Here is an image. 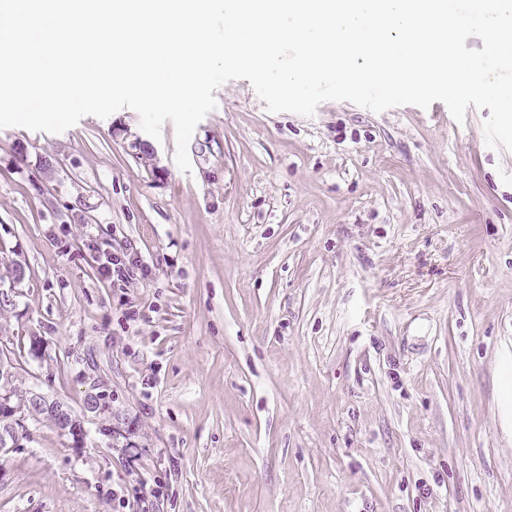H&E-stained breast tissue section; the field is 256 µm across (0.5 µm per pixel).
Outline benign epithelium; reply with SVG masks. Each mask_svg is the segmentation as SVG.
Listing matches in <instances>:
<instances>
[{
	"label": "benign epithelium",
	"instance_id": "benign-epithelium-1",
	"mask_svg": "<svg viewBox=\"0 0 512 512\" xmlns=\"http://www.w3.org/2000/svg\"><path fill=\"white\" fill-rule=\"evenodd\" d=\"M12 338L0 326V457L7 456L29 434L28 421L44 416L55 428L72 440L74 447L83 445L86 437L85 422L90 421L111 440L115 448H135L133 432L126 419L112 409V404L100 392L90 391L84 401V413L74 415L62 402L51 399L32 389L19 401L13 398L15 363L11 356Z\"/></svg>",
	"mask_w": 512,
	"mask_h": 512
}]
</instances>
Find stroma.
<instances>
[{
    "label": "stroma",
    "mask_w": 512,
    "mask_h": 512,
    "mask_svg": "<svg viewBox=\"0 0 512 512\" xmlns=\"http://www.w3.org/2000/svg\"><path fill=\"white\" fill-rule=\"evenodd\" d=\"M214 95L188 172L173 124L129 108L0 129L15 385L77 413L98 385L137 441L31 426L0 512H512V150L486 146L489 109ZM127 247L144 269L103 277Z\"/></svg>",
    "instance_id": "35a3bbf8"
}]
</instances>
